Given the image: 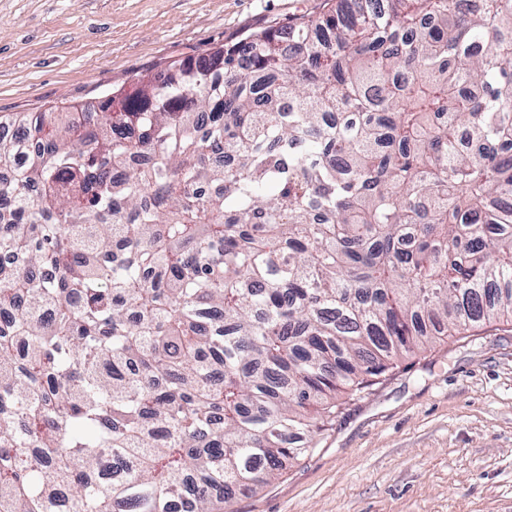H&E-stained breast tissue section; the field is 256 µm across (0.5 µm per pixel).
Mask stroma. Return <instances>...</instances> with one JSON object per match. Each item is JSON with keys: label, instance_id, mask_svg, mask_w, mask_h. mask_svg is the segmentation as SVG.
<instances>
[{"label": "stroma", "instance_id": "obj_1", "mask_svg": "<svg viewBox=\"0 0 512 512\" xmlns=\"http://www.w3.org/2000/svg\"><path fill=\"white\" fill-rule=\"evenodd\" d=\"M328 0H0V116L91 104ZM224 512H512V324L403 359Z\"/></svg>", "mask_w": 512, "mask_h": 512}]
</instances>
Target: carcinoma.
Instances as JSON below:
<instances>
[{"label": "carcinoma", "mask_w": 512, "mask_h": 512, "mask_svg": "<svg viewBox=\"0 0 512 512\" xmlns=\"http://www.w3.org/2000/svg\"><path fill=\"white\" fill-rule=\"evenodd\" d=\"M338 2L13 115L0 512H224L340 394L512 322V0Z\"/></svg>", "instance_id": "obj_1"}]
</instances>
